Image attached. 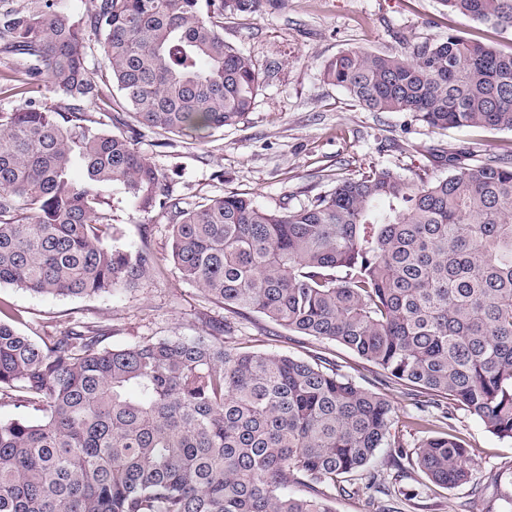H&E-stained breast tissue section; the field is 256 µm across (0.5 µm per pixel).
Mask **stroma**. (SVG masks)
Segmentation results:
<instances>
[{"label": "stroma", "mask_w": 512, "mask_h": 512, "mask_svg": "<svg viewBox=\"0 0 512 512\" xmlns=\"http://www.w3.org/2000/svg\"><path fill=\"white\" fill-rule=\"evenodd\" d=\"M451 34L512 51V30L472 22L439 0H288L279 13L262 7L226 19L225 40L250 55L264 76L253 111L203 141L178 138L163 146L146 131L136 147L167 175L183 206L248 192L258 205L279 210L307 204L338 178L374 169H396L412 182L441 177L443 168L431 158L436 148L467 149L473 165L512 151L511 131L436 130L409 112H366L322 79L324 63L343 50L409 53ZM114 216L125 245L148 243L160 260L158 272L116 296H44L1 286L0 304L11 306L21 331L47 336L76 322L104 325L110 330L105 344L115 348L145 338L202 336L210 322L225 320L252 349L303 358L320 351L336 360L357 384L391 402L392 433L406 445L418 439L412 418L435 420V413H420L411 387L386 382L379 369L346 347L274 326L256 313L232 315L205 298L170 258L167 217L144 215L126 201L116 204ZM453 426L477 461L478 475L489 480L485 494L473 496L467 485H433L411 465L398 483L397 512H499L503 496L512 493V481L501 475L512 465V442L462 410Z\"/></svg>", "instance_id": "stroma-1"}]
</instances>
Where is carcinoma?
Masks as SVG:
<instances>
[{
	"label": "carcinoma",
	"instance_id": "obj_1",
	"mask_svg": "<svg viewBox=\"0 0 512 512\" xmlns=\"http://www.w3.org/2000/svg\"><path fill=\"white\" fill-rule=\"evenodd\" d=\"M261 0H61L0 13V45L23 68L0 90V285L84 297L136 287L156 270L123 236L110 193L171 223L182 278L234 314L258 313L336 342L439 407L512 441V153L474 167L432 154L448 174L418 184L381 168L336 180L280 212L245 193L180 206L135 147L132 125L163 140L204 139L253 109L259 72L224 41V19ZM512 29V0H440ZM99 36L104 74L87 66ZM324 81L368 112H410L431 128L512 131V52L460 35L409 54L345 50ZM47 90L69 100L39 105ZM108 108L96 118L87 104ZM101 325L39 339L0 306V512H332L339 493H389L365 467L380 448L433 484L479 489L453 411L409 449L392 407L328 359L243 349L229 325L207 336L103 345ZM303 484L313 496L295 497Z\"/></svg>",
	"mask_w": 512,
	"mask_h": 512
}]
</instances>
